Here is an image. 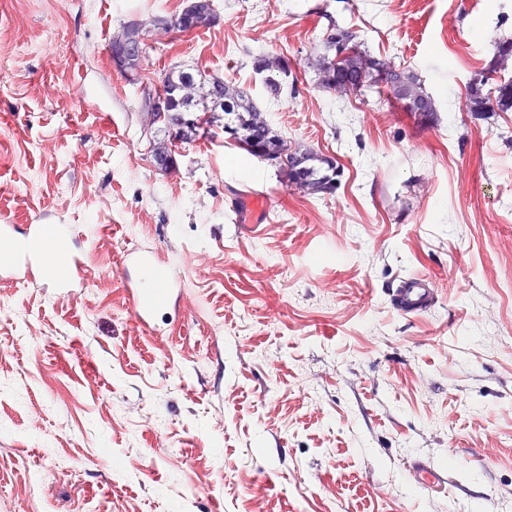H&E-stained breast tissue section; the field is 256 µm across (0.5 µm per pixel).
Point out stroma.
I'll list each match as a JSON object with an SVG mask.
<instances>
[{"mask_svg":"<svg viewBox=\"0 0 512 512\" xmlns=\"http://www.w3.org/2000/svg\"><path fill=\"white\" fill-rule=\"evenodd\" d=\"M0 0V222L69 224L95 274L62 297L0 282V512H484L512 503V111L465 103L512 0ZM415 73L437 117L318 86L326 15ZM287 56L269 99L251 54ZM187 64L247 90L289 144L335 158L313 196L227 134L151 156L145 85ZM265 191L269 221L241 204ZM154 250L180 291L133 322L117 270ZM437 301L406 316L402 278ZM446 469L425 493L414 459ZM48 494L31 497L32 475ZM391 294L395 306L406 314L428 311L435 298L431 280L422 274L399 281L395 288H392Z\"/></svg>","mask_w":512,"mask_h":512,"instance_id":"obj_1","label":"stroma"}]
</instances>
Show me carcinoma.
<instances>
[{
	"mask_svg": "<svg viewBox=\"0 0 512 512\" xmlns=\"http://www.w3.org/2000/svg\"><path fill=\"white\" fill-rule=\"evenodd\" d=\"M186 14L187 10H182L166 22V26L181 33L209 26L207 21L187 26ZM326 21L323 53L317 63L322 88L345 96L368 94L377 105L394 98L405 102L412 112L434 114V101L416 75L395 66L390 60L354 51V34L341 27L330 15L326 16ZM252 68L263 74L265 93L273 100L281 98L288 87V79L294 78L291 61L286 56L254 54ZM189 79L205 80L214 84L217 90L207 98L182 99L179 92ZM483 85L485 80L481 79L471 88L466 102L468 111L512 109V80H504L486 92ZM153 91L161 98L163 108V118L157 125L152 146L154 160L160 168L169 171L178 167L179 153L171 147L172 129H183L182 143L190 144L203 137L214 136L212 127L216 126L257 159L286 156L287 162L279 167L280 173L287 181L298 183L307 193L323 196L336 193L340 176L336 161L312 150L288 146V141L274 130L265 113L243 89L198 69L174 66Z\"/></svg>",
	"mask_w": 512,
	"mask_h": 512,
	"instance_id": "cac0c4a2",
	"label": "carcinoma"
}]
</instances>
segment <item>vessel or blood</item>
Here are the masks:
<instances>
[{"instance_id": "b4317fda", "label": "vessel or blood", "mask_w": 512, "mask_h": 512, "mask_svg": "<svg viewBox=\"0 0 512 512\" xmlns=\"http://www.w3.org/2000/svg\"><path fill=\"white\" fill-rule=\"evenodd\" d=\"M73 234L67 224H0V243L5 244L9 259L0 264L1 280H26L48 277L63 290L82 288L89 281V270L82 252L73 247ZM123 274L129 275L127 291L132 300L134 321L149 328L159 308L168 304L174 285L160 276L151 251L134 248L120 259ZM435 290L425 275L399 281L392 290L396 307L407 314L428 311ZM422 489L433 492L448 481L446 470L425 461L414 464Z\"/></svg>"}]
</instances>
